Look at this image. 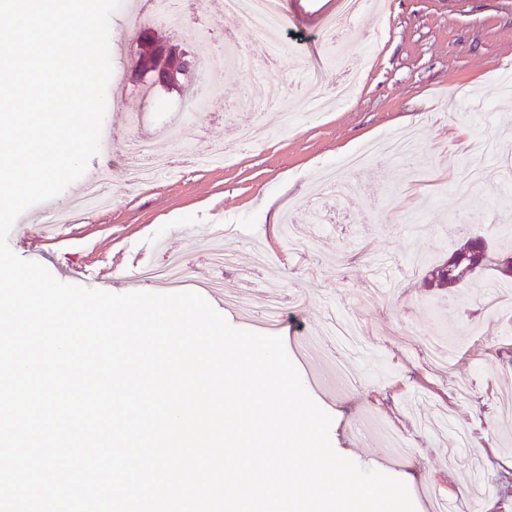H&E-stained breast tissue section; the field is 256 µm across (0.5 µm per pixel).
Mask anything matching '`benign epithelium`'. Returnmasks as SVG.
Masks as SVG:
<instances>
[{"label":"benign epithelium","mask_w":512,"mask_h":512,"mask_svg":"<svg viewBox=\"0 0 512 512\" xmlns=\"http://www.w3.org/2000/svg\"><path fill=\"white\" fill-rule=\"evenodd\" d=\"M132 52L139 81H149L168 91L184 87L196 71L193 53L175 44L153 42L145 31L133 38Z\"/></svg>","instance_id":"7a95c632"}]
</instances>
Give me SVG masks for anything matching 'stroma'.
<instances>
[{"instance_id": "obj_1", "label": "stroma", "mask_w": 512, "mask_h": 512, "mask_svg": "<svg viewBox=\"0 0 512 512\" xmlns=\"http://www.w3.org/2000/svg\"><path fill=\"white\" fill-rule=\"evenodd\" d=\"M338 3L283 0L288 26L281 44L267 47L253 42L243 15L208 0L168 10L159 0H123L110 20L112 68L121 75L106 94L111 148L56 201L66 203L100 171L126 166L132 136L179 116L192 162L136 189L112 178L106 210L81 216L61 236L12 228L9 246L26 260L49 254L57 280L84 287L156 238L182 256L191 282L235 289L252 271L254 306H212L233 327L268 335L256 301L276 294L295 330L285 349L331 416L337 453L404 481L416 512H433L438 495L471 512L470 489L486 484L495 493L480 512H512V486L500 479L512 471V310L484 309L495 283L487 273L451 295L423 279L471 238L486 239L493 253L512 249V187L465 180L471 164H512V0H385L331 34L321 19ZM147 26L197 55L183 93L139 96L130 46ZM230 38L249 53L248 66L226 65ZM307 67L321 68L331 88L346 84L351 68L360 78L349 100L321 110L302 83ZM262 82L277 86L283 102L265 109L263 138L236 144V127L254 119L238 90ZM396 135L413 141L412 156L377 153L354 174L352 192L317 199V182L336 162ZM219 148L229 162H206ZM286 219L289 238L279 228ZM215 225L233 256L224 266L210 256ZM259 252L268 265H256ZM375 276L384 294L369 303ZM340 372L355 389L337 386ZM378 422L404 434L409 455L374 460Z\"/></svg>"}]
</instances>
